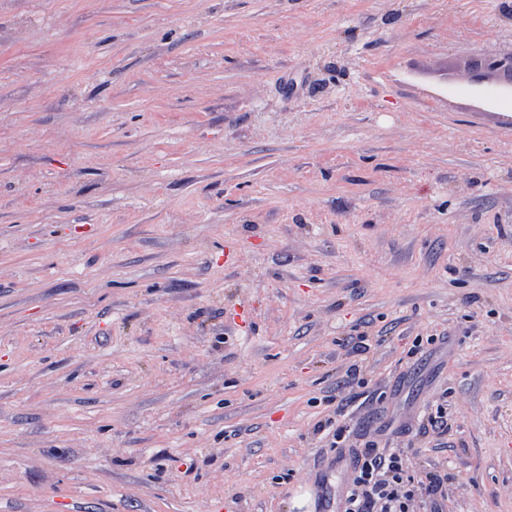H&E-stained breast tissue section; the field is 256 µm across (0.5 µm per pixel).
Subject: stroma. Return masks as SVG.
<instances>
[{
    "instance_id": "obj_1",
    "label": "stroma",
    "mask_w": 512,
    "mask_h": 512,
    "mask_svg": "<svg viewBox=\"0 0 512 512\" xmlns=\"http://www.w3.org/2000/svg\"><path fill=\"white\" fill-rule=\"evenodd\" d=\"M510 51L512 0H0V512H320L326 419L512 512ZM468 71L473 94L486 103L492 95L512 90V52L497 57H475L468 64Z\"/></svg>"
}]
</instances>
